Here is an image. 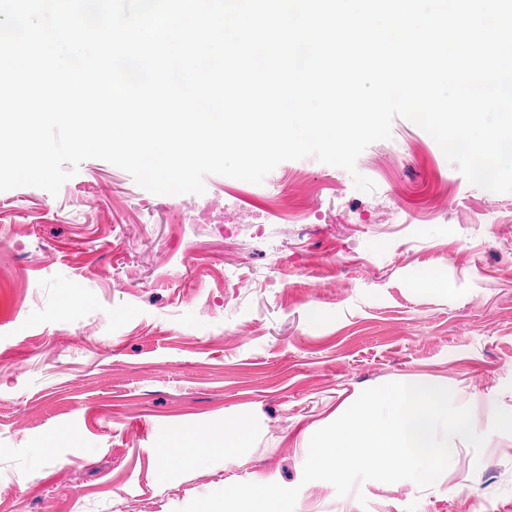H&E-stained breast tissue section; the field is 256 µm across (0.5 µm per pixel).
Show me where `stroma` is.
<instances>
[{
  "label": "stroma",
  "mask_w": 512,
  "mask_h": 512,
  "mask_svg": "<svg viewBox=\"0 0 512 512\" xmlns=\"http://www.w3.org/2000/svg\"><path fill=\"white\" fill-rule=\"evenodd\" d=\"M356 169L315 157L263 183L206 176L217 211L155 195L101 159L58 194L0 192V512H176L253 482L295 512H512V193L470 184L395 119ZM413 218L392 222L374 194ZM447 280L419 288L422 273ZM422 381L472 410L430 487L303 482L312 435L365 389ZM247 439L162 466L170 425Z\"/></svg>",
  "instance_id": "obj_1"
}]
</instances>
